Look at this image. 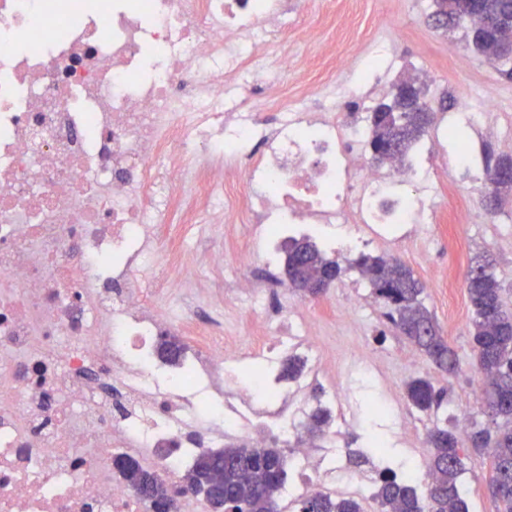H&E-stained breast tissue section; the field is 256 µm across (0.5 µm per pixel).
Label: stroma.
Wrapping results in <instances>:
<instances>
[{
	"label": "stroma",
	"instance_id": "35a3bbf8",
	"mask_svg": "<svg viewBox=\"0 0 512 512\" xmlns=\"http://www.w3.org/2000/svg\"><path fill=\"white\" fill-rule=\"evenodd\" d=\"M351 15L356 18L353 39H392L398 52L425 66L426 74L421 82L427 89L434 120H441L444 112L456 107L461 95H482L487 88L479 80L486 76L491 77L493 86L489 89L499 95L503 109L512 112V80L494 74L491 66L475 52L470 55V66H457L459 46L469 41L467 31L434 28L426 13L417 9L415 0H336L335 24L310 16L302 32L289 38V57L303 54L315 41L326 52L345 50L346 44L338 40L337 34ZM459 189L473 196L478 208L486 212L485 223L460 227L459 234L467 244L464 254L448 251L443 246L431 249L425 257L416 240L398 242L380 250L381 255L400 259L422 282L426 306L434 314L443 336L461 357V369L456 375L438 370L391 328L383 316V304L375 299L367 281L357 272H346L324 294L311 297L289 287L285 268L269 270L251 260L245 264L246 277L266 287L265 301L270 316L287 315L289 306H296L313 325L315 335L322 338L326 354L324 369L304 389L303 398L319 402L332 395L340 408L350 403L365 408L383 396L393 399L414 429L413 436L408 438L397 433L389 437L390 453L406 465L414 461L413 449L425 447L426 434L433 423L432 416L417 412L407 401L404 390L407 380L427 376L436 386L450 387L454 404H470L475 412L480 409L482 382L471 367L472 312L467 294L461 288L455 298H448L433 279L436 270L450 266L461 274L471 259L489 258L504 285V306L512 311V240L501 233L502 225L512 226V209L496 214L486 211L483 190L468 182L460 183ZM222 301L225 335L246 342L262 335V319L251 316L231 289H224ZM365 356L381 367L385 385L363 387L349 377L353 362ZM466 467L463 480L468 488V512H497L498 505L489 490L488 457L470 455Z\"/></svg>",
	"mask_w": 512,
	"mask_h": 512
}]
</instances>
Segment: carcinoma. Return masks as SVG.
Returning <instances> with one entry per match:
<instances>
[{
  "label": "carcinoma",
  "mask_w": 512,
  "mask_h": 512,
  "mask_svg": "<svg viewBox=\"0 0 512 512\" xmlns=\"http://www.w3.org/2000/svg\"><path fill=\"white\" fill-rule=\"evenodd\" d=\"M479 6L493 20L480 38L481 49L488 51L495 47L501 29L512 23V0H479ZM388 106L387 112H373L369 145L376 154L383 144L394 142L402 157L423 136L431 113L414 111L405 93L393 96ZM285 267L290 285L310 296L319 295L323 280H337L347 270L357 271L387 308L385 316L395 330L441 371L453 375L460 370L458 352L442 336L424 303V288L400 261L361 253L343 268L314 242L302 238L288 241ZM464 284L472 309L475 368L484 381L481 404L486 417L484 421L472 419L466 436L473 453H485L490 459L491 493L499 512H512V488L500 486L497 478L501 469L512 468V312L503 308V285L490 262L476 260L468 265ZM406 397L413 408L435 417L427 432L431 451L422 482L424 493H418L416 485L403 481L389 467L378 475L369 498L379 512H467V489L462 481L466 455L459 448L447 390L417 377L406 384ZM329 421V412L319 408L310 415L306 428L320 433ZM115 462L125 483L150 512H164L170 489L155 473L130 456H119ZM287 464L284 449L275 442L263 448L230 444L200 454L182 483L198 495L207 487H224V502L232 503L234 512H271L280 498ZM294 512L364 510L358 498L318 491L294 502Z\"/></svg>",
  "instance_id": "obj_1"
}]
</instances>
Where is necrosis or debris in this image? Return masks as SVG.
I'll return each mask as SVG.
<instances>
[{"instance_id": "4bbe7bcc", "label": "necrosis or debris", "mask_w": 512, "mask_h": 512, "mask_svg": "<svg viewBox=\"0 0 512 512\" xmlns=\"http://www.w3.org/2000/svg\"><path fill=\"white\" fill-rule=\"evenodd\" d=\"M312 0H0V512H147L113 466L140 460L171 489L200 451L197 428L289 449L298 497L330 486L323 455L301 448V382L281 385L296 352L324 350L302 313L267 322L251 346L224 334L205 280L263 310L224 249L246 225L244 255L275 267L287 240L345 255L475 216L458 178L484 184L475 152L436 162L454 131L512 115L494 95L462 98L430 137L378 167L366 157L362 60L405 67L365 43L335 58L289 59ZM193 332L177 361L157 354ZM265 357L245 384L227 368ZM211 403L199 408L200 396Z\"/></svg>"}]
</instances>
